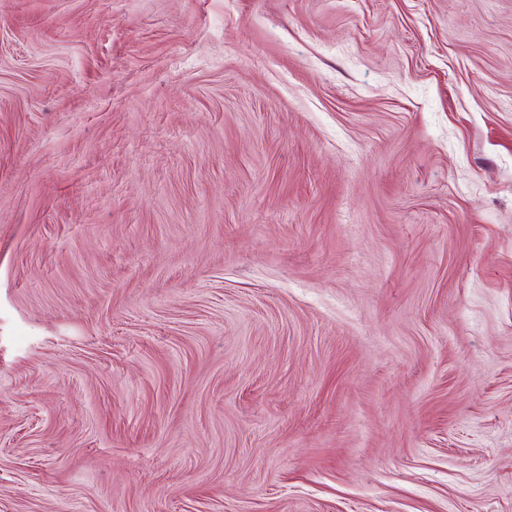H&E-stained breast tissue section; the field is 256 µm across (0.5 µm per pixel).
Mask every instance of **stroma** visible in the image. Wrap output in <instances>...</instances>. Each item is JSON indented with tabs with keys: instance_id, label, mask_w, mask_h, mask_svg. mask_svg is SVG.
I'll return each instance as SVG.
<instances>
[{
	"instance_id": "1",
	"label": "stroma",
	"mask_w": 512,
	"mask_h": 512,
	"mask_svg": "<svg viewBox=\"0 0 512 512\" xmlns=\"http://www.w3.org/2000/svg\"><path fill=\"white\" fill-rule=\"evenodd\" d=\"M0 512H512V0H0Z\"/></svg>"
}]
</instances>
